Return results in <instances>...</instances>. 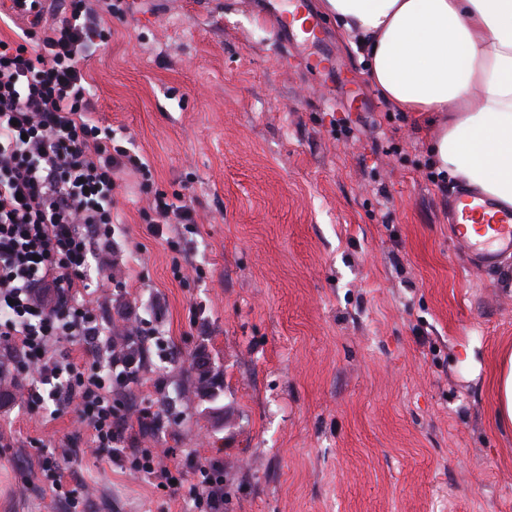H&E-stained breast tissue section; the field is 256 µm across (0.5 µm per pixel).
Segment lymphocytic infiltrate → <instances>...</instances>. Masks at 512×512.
Returning <instances> with one entry per match:
<instances>
[{"instance_id":"f902f5d3","label":"lymphocytic infiltrate","mask_w":512,"mask_h":512,"mask_svg":"<svg viewBox=\"0 0 512 512\" xmlns=\"http://www.w3.org/2000/svg\"><path fill=\"white\" fill-rule=\"evenodd\" d=\"M105 38L92 0H72L55 22L0 39V341L13 351L0 375L29 377V408L76 404L96 447L174 494L179 487L155 453L122 445L128 416L112 387L131 382L137 366L89 299L103 284L95 259L112 241L117 181L150 174L90 111L84 62ZM71 339L90 350L91 367L51 355L52 345ZM191 474L198 512H220L222 466L197 462Z\"/></svg>"}]
</instances>
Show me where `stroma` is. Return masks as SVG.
Masks as SVG:
<instances>
[{
  "mask_svg": "<svg viewBox=\"0 0 512 512\" xmlns=\"http://www.w3.org/2000/svg\"><path fill=\"white\" fill-rule=\"evenodd\" d=\"M90 53L91 104L115 143L181 193L196 232L154 234L139 178L97 292L113 324L142 325L136 382L115 387L128 448L224 468V512H512V427L494 378L512 347V257L472 263L448 229L460 183L430 181L437 130L399 113L326 19L347 77L286 64L289 0H113ZM177 248H170V241ZM204 358L217 400L195 388ZM0 388V512H69L42 451H72L86 512H193L149 475L95 460L74 408L29 410ZM160 426L143 430L144 411Z\"/></svg>",
  "mask_w": 512,
  "mask_h": 512,
  "instance_id": "obj_1",
  "label": "stroma"
}]
</instances>
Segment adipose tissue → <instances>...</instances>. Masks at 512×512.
<instances>
[{
    "label": "adipose tissue",
    "mask_w": 512,
    "mask_h": 512,
    "mask_svg": "<svg viewBox=\"0 0 512 512\" xmlns=\"http://www.w3.org/2000/svg\"><path fill=\"white\" fill-rule=\"evenodd\" d=\"M357 39L371 81L432 112L437 171L512 205V0H320Z\"/></svg>",
    "instance_id": "ef3b65f1"
}]
</instances>
